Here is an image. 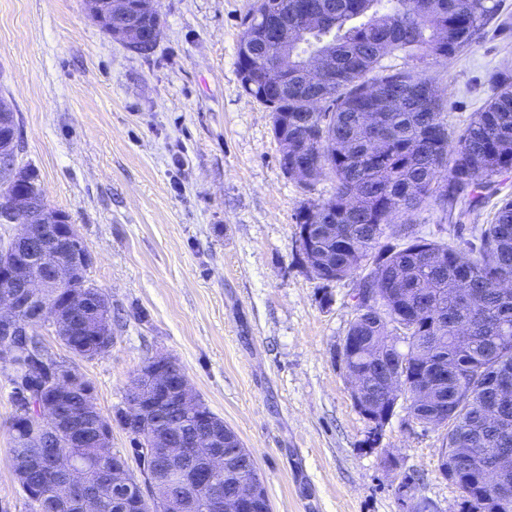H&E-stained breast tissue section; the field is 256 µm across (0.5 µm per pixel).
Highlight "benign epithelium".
Returning <instances> with one entry per match:
<instances>
[{
  "instance_id": "7a95c632",
  "label": "benign epithelium",
  "mask_w": 512,
  "mask_h": 512,
  "mask_svg": "<svg viewBox=\"0 0 512 512\" xmlns=\"http://www.w3.org/2000/svg\"><path fill=\"white\" fill-rule=\"evenodd\" d=\"M125 32L128 49L136 53L161 37L159 28L144 29L135 21L126 24ZM24 171L18 147L0 149V225L17 227L16 233L0 238V362L12 367L21 352L32 350L31 338L38 335V326L47 323L56 331L68 332L78 309L96 297L94 289L74 287L76 278L87 276L92 262L75 225L68 223L63 214L37 205ZM297 242L303 265L314 276H320L325 256L317 251L309 230L297 236ZM382 295L379 278L372 276L357 283L354 300L364 310L377 309L383 303ZM35 359L45 382L38 393L16 385L22 398L15 406L16 427L25 430L23 444L33 441L49 446L43 466L56 474L51 501L57 512L68 507L75 512H101L103 502L123 487L132 493L130 512H188L202 483L212 487L208 498L201 501L206 512H249L251 501L263 494L262 485L239 479L238 471L226 463L221 439L224 427L192 393L177 364L162 355L146 362L129 389L128 425L137 426L158 406L169 400L175 402L179 411L203 424L190 439V447L205 452L203 482L187 483L175 495L167 480L148 479L142 483L124 464L112 466L106 480L90 482V467L61 452V447L85 440L67 423L73 412L63 403L66 396H84L82 411L88 416L97 413L93 400L87 398V382L75 368L53 360L44 349L36 352ZM377 371L390 403L383 413L364 402L361 377L355 369L345 367L352 383L353 403L369 423L371 437L379 440L401 398L403 374L401 368L394 369L383 361L377 364ZM177 427L174 422L142 441L144 452L151 457L161 456L162 467L172 476L180 475L186 464L184 448L171 440ZM91 443L99 453L112 452V425L104 422L97 426ZM444 473L463 495L475 494L492 502L512 474V454L501 452L480 460L470 449L458 448L448 459Z\"/></svg>"
}]
</instances>
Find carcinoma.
Listing matches in <instances>:
<instances>
[{"label":"carcinoma","mask_w":512,"mask_h":512,"mask_svg":"<svg viewBox=\"0 0 512 512\" xmlns=\"http://www.w3.org/2000/svg\"><path fill=\"white\" fill-rule=\"evenodd\" d=\"M274 0H259L239 40L250 52L238 64L270 71L284 69L288 81L307 79L321 88V75L304 77V54L331 51L336 84L324 91L322 108L308 111L298 95L276 97L261 80L243 90L272 112L274 135L288 132L294 158L306 165L308 186L322 173L332 180L329 198L304 204L295 213L308 224L320 249L330 256L322 280L337 281L381 267L388 286L402 289L380 310H356L349 328L354 343L350 365L368 372L380 336H404L405 349L392 344L386 355L406 364L403 386L409 408L432 420L428 409L448 403L447 447L470 448L479 458L512 451V395L500 405V422L482 424L477 406L457 408L458 398L477 399L502 385L512 386V294L499 281L512 279V198L497 202L488 224H475L462 245L424 239L411 232L409 243L381 244L379 226L400 215L438 206L464 217L490 198L496 177L512 170V78L498 80L499 91L450 144L443 113L447 104L431 78L417 67L388 71V53L425 61L456 56L487 31L498 0H288V23L297 28L284 53L276 43L252 38L255 23ZM333 14L335 24L315 30L303 7ZM438 252L443 260L431 259ZM448 365V385L423 401L416 386L430 366ZM12 458L28 473L29 486L41 492L51 477L40 448L16 447ZM86 457L96 472L111 470L112 458L87 448L66 449Z\"/></svg>","instance_id":"carcinoma-1"}]
</instances>
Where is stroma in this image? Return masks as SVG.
I'll return each mask as SVG.
<instances>
[{"instance_id": "obj_1", "label": "stroma", "mask_w": 512, "mask_h": 512, "mask_svg": "<svg viewBox=\"0 0 512 512\" xmlns=\"http://www.w3.org/2000/svg\"><path fill=\"white\" fill-rule=\"evenodd\" d=\"M255 5L159 0L162 36L137 54L85 0H0V93L18 116L19 159L69 214L112 307L104 355L74 356L48 325L41 338L89 382L130 469L136 442L115 417L141 365L164 355L252 454L271 512H405L409 476L435 512H461L440 469L444 433L412 421L406 400L379 444L367 442L337 356L359 277L319 280L296 248V210L333 184L284 174L272 114L238 76ZM499 18L462 55L426 63L451 134L512 73V0ZM405 220L427 239L457 240L440 208ZM13 379L0 364V512H31L11 465Z\"/></svg>"}]
</instances>
